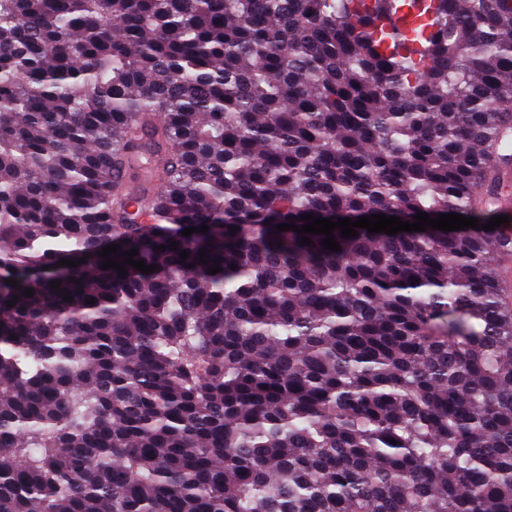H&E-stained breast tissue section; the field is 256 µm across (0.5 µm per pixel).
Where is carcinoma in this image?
I'll return each instance as SVG.
<instances>
[{
    "label": "carcinoma",
    "instance_id": "carcinoma-1",
    "mask_svg": "<svg viewBox=\"0 0 512 512\" xmlns=\"http://www.w3.org/2000/svg\"><path fill=\"white\" fill-rule=\"evenodd\" d=\"M405 2L0 0V512H512L495 231L275 229L494 213L512 0Z\"/></svg>",
    "mask_w": 512,
    "mask_h": 512
}]
</instances>
